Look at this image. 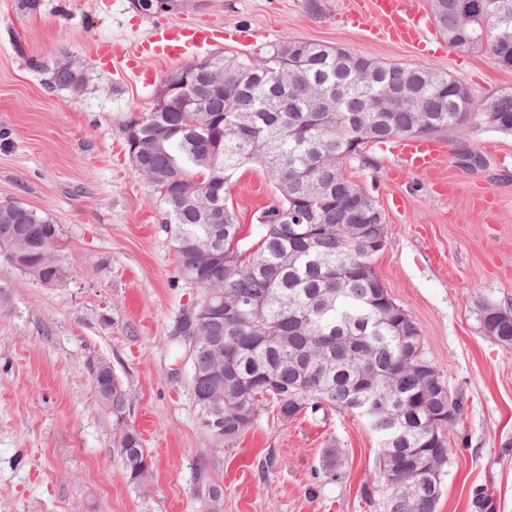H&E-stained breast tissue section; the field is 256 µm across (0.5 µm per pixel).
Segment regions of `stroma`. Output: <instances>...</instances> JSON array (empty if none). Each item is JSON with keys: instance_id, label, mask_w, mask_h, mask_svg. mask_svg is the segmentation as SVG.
I'll return each mask as SVG.
<instances>
[{"instance_id": "obj_1", "label": "stroma", "mask_w": 512, "mask_h": 512, "mask_svg": "<svg viewBox=\"0 0 512 512\" xmlns=\"http://www.w3.org/2000/svg\"><path fill=\"white\" fill-rule=\"evenodd\" d=\"M354 0H0V205L21 202L59 224L73 275L48 287L0 261V512H382L378 440L363 419L303 409L282 420L260 409L236 439L203 427L190 362L173 331L197 296L180 280L167 213L132 165L124 127L151 112L166 77L188 61L145 60L138 71L99 57L101 46L140 43L153 24L247 26L251 55L299 39L461 78L475 98L512 90V70L450 48L437 27L432 51L371 38L373 16L355 24ZM69 56L86 66L81 92L51 89L35 59ZM435 178L403 169L390 147L371 167L347 172L386 219L374 269L417 324L425 352L463 411L448 431L453 453L436 512H479L487 488L495 512H512V347L486 336L482 303L512 306V136L477 130L442 140ZM475 151L479 167L460 156ZM227 198L258 240V217L274 198L260 166L239 168ZM107 362L132 399L126 415L152 461L132 484L113 448L112 416L97 398L93 369ZM337 453L335 474L321 466ZM219 501H210L212 486Z\"/></svg>"}]
</instances>
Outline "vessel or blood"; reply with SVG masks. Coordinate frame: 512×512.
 <instances>
[{
  "label": "vessel or blood",
  "mask_w": 512,
  "mask_h": 512,
  "mask_svg": "<svg viewBox=\"0 0 512 512\" xmlns=\"http://www.w3.org/2000/svg\"><path fill=\"white\" fill-rule=\"evenodd\" d=\"M371 4L380 21L379 27L372 29V36L406 42L419 51H426L428 42L421 37L422 16L416 11L413 0H371ZM224 40V29L220 26L166 23L151 30L138 45L135 55L140 59L174 60ZM397 150L406 169L431 174L436 170L441 145L434 139L411 138L399 142Z\"/></svg>",
  "instance_id": "obj_1"
}]
</instances>
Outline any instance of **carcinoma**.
Listing matches in <instances>:
<instances>
[{
    "label": "carcinoma",
    "instance_id": "cac0c4a2",
    "mask_svg": "<svg viewBox=\"0 0 512 512\" xmlns=\"http://www.w3.org/2000/svg\"><path fill=\"white\" fill-rule=\"evenodd\" d=\"M434 22L448 45L481 53L512 70V0H432ZM224 67V86L209 75ZM49 83L69 88L72 77L35 62ZM288 72V84L274 73ZM191 74L186 96L206 107L198 113L150 112L125 127L137 135L134 167L160 193L180 280L199 289L195 302L218 307L246 304L249 311L200 327L224 349V381L212 378V355L191 364V391L198 411L224 408L230 441L254 419L239 415L267 406L282 419L299 411L336 409L366 420L379 439L380 473H393L431 454L448 465L452 448L447 426L433 420L448 413V400L429 397L436 370L424 352L403 343L413 320L376 274L367 251L369 211L377 201L347 173V164L374 165L370 149L395 139L465 137L482 127L479 118L457 111L460 79L443 72L378 61L340 46L288 39L252 57L227 54L185 66L168 82ZM342 91L340 111L321 112L330 84ZM389 85L408 89L412 99L390 112L377 111ZM499 121L490 130L512 135V92L491 95ZM254 163L273 182L275 199L260 214L257 247L239 248L242 227L227 202L225 185L237 169ZM328 197L319 198L320 185ZM213 197L217 209L201 218L197 202ZM0 258L43 285L55 286L72 271L59 250L61 229L22 203L0 206ZM502 313L482 330L512 346V310L485 303L480 314ZM111 386L116 450L131 468L147 457L140 433L121 425L131 400L117 377ZM445 470L436 488L406 496L382 489L383 512H435Z\"/></svg>",
    "mask_w": 512,
    "mask_h": 512
}]
</instances>
